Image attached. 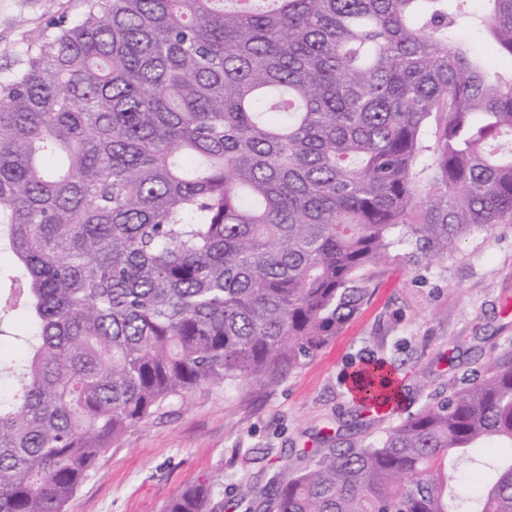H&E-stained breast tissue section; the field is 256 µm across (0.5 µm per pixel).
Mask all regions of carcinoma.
Instances as JSON below:
<instances>
[{"label":"carcinoma","mask_w":512,"mask_h":512,"mask_svg":"<svg viewBox=\"0 0 512 512\" xmlns=\"http://www.w3.org/2000/svg\"><path fill=\"white\" fill-rule=\"evenodd\" d=\"M87 0L0 68V512H64L166 400L273 385L374 271L512 223V0ZM357 405L402 397L384 362ZM491 448L492 456H471ZM264 512H512V351L377 439L275 473ZM164 512H221L213 485Z\"/></svg>","instance_id":"cac0c4a2"}]
</instances>
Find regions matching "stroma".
I'll use <instances>...</instances> for the list:
<instances>
[{"label":"stroma","mask_w":512,"mask_h":512,"mask_svg":"<svg viewBox=\"0 0 512 512\" xmlns=\"http://www.w3.org/2000/svg\"><path fill=\"white\" fill-rule=\"evenodd\" d=\"M82 0H0V68ZM342 331L271 387L216 384L175 397L104 449L65 512H164L187 485L212 483L224 512L237 488L264 486L332 448L379 437L427 398L512 347V224L468 239L439 263L388 268ZM384 361L406 378L398 410L359 414L349 396L355 366Z\"/></svg>","instance_id":"35a3bbf8"}]
</instances>
